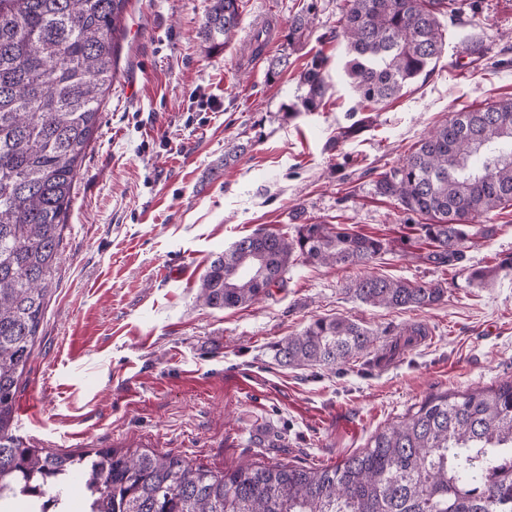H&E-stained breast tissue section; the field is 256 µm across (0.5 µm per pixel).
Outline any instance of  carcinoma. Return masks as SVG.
<instances>
[{
  "label": "carcinoma",
  "instance_id": "cac0c4a2",
  "mask_svg": "<svg viewBox=\"0 0 512 512\" xmlns=\"http://www.w3.org/2000/svg\"><path fill=\"white\" fill-rule=\"evenodd\" d=\"M241 0H211L201 41L220 52L241 21ZM341 36L355 93L387 103L431 72L445 41L448 0H350ZM128 0H0V489L50 497L84 480L87 512H512V380L432 394L367 448L332 467L250 463L224 473L153 451L75 454L24 448L10 432L17 394L58 270L72 191L117 74ZM323 61L302 72L303 105H323ZM380 193L429 220L418 225L423 260L455 267L498 231L491 215L512 206V99L454 113L420 140ZM386 251L377 237L303 224L294 238L255 232L214 258L198 286L210 308L244 307L284 283L299 257L365 267ZM512 256L473 268L491 280ZM359 302L402 310L441 303L439 283L374 275L347 285ZM375 333L345 317L321 318L273 346L284 367L333 368L370 352Z\"/></svg>",
  "mask_w": 512,
  "mask_h": 512
}]
</instances>
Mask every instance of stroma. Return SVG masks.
<instances>
[{"label": "stroma", "instance_id": "1", "mask_svg": "<svg viewBox=\"0 0 512 512\" xmlns=\"http://www.w3.org/2000/svg\"><path fill=\"white\" fill-rule=\"evenodd\" d=\"M210 0H129L117 78L82 162L56 283L23 377L12 433L23 446L91 455L171 452L216 472L244 463L333 466L437 392L512 379V207L456 268L426 264L420 216L380 194L454 112L512 98V0H456L435 68L385 104L346 72L350 0H242L223 51L199 38ZM307 15L302 39L286 34ZM288 67L269 78L272 60ZM325 60L323 106L300 74ZM246 150L224 165L236 145ZM339 224L383 239L367 273L446 288L434 307H370L345 291L358 270L300 260L254 304L197 299L211 260L261 230L295 237ZM371 328L370 355L333 369L282 367L271 346L322 317Z\"/></svg>", "mask_w": 512, "mask_h": 512}]
</instances>
